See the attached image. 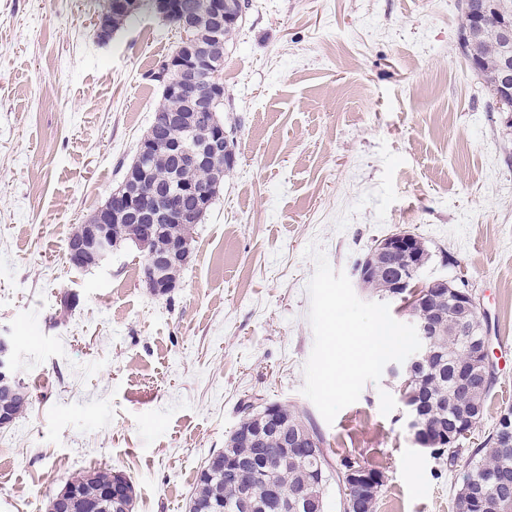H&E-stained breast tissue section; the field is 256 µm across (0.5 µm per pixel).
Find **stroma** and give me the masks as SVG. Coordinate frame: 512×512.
Instances as JSON below:
<instances>
[{"instance_id": "stroma-1", "label": "stroma", "mask_w": 512, "mask_h": 512, "mask_svg": "<svg viewBox=\"0 0 512 512\" xmlns=\"http://www.w3.org/2000/svg\"><path fill=\"white\" fill-rule=\"evenodd\" d=\"M103 0H0V334L31 405L0 427V512H46L75 473L122 471L133 512H185L197 474L255 398L305 409L327 459L383 473L378 512H457L461 465L413 443L382 374L326 422L305 397V250L331 267L406 231L420 280L473 292L495 383L464 440L512 405V130L456 49L461 0H249L224 52L233 168L178 286L131 246L73 268L67 242L150 127V78L180 33L143 11L109 40Z\"/></svg>"}]
</instances>
